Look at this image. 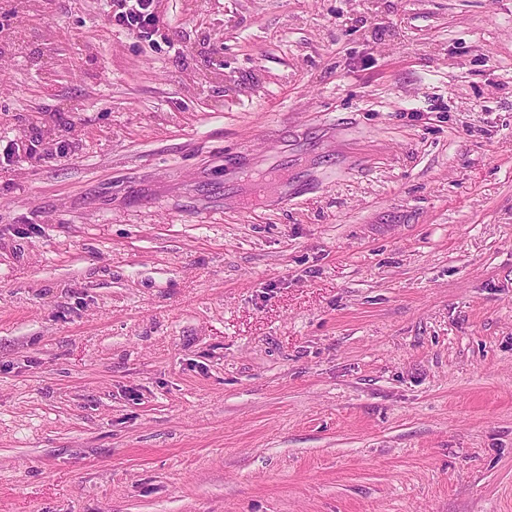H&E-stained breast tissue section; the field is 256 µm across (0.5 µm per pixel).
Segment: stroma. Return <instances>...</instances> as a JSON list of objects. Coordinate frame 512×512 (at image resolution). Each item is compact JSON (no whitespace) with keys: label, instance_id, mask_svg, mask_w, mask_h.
I'll return each mask as SVG.
<instances>
[{"label":"stroma","instance_id":"stroma-1","mask_svg":"<svg viewBox=\"0 0 512 512\" xmlns=\"http://www.w3.org/2000/svg\"><path fill=\"white\" fill-rule=\"evenodd\" d=\"M32 5L0 512H512V0ZM106 21L112 28L124 30L130 35L142 33L144 29L160 30L155 0H111L106 1Z\"/></svg>","mask_w":512,"mask_h":512}]
</instances>
